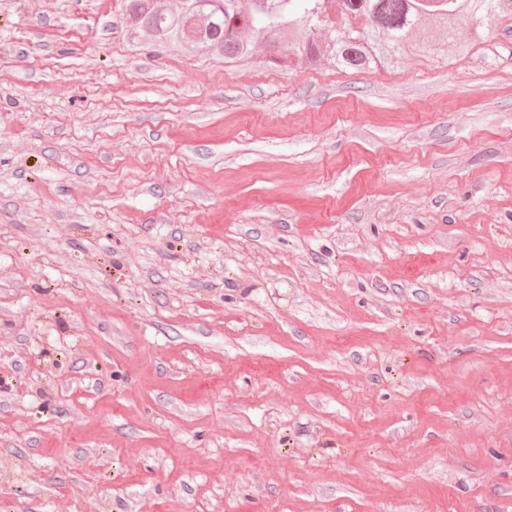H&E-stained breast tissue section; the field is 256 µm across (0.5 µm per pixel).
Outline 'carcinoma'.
<instances>
[{"mask_svg": "<svg viewBox=\"0 0 512 512\" xmlns=\"http://www.w3.org/2000/svg\"><path fill=\"white\" fill-rule=\"evenodd\" d=\"M333 0H184L171 12L159 0H126V27L157 46L224 58L230 66L257 59L281 69L327 59L341 71L389 70L407 57L431 53L436 35L448 53L464 56L505 19L512 0H339L341 20L326 12ZM474 20L470 37L456 35L460 18Z\"/></svg>", "mask_w": 512, "mask_h": 512, "instance_id": "obj_1", "label": "carcinoma"}]
</instances>
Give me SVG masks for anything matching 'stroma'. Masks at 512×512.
<instances>
[{"label": "stroma", "mask_w": 512, "mask_h": 512, "mask_svg": "<svg viewBox=\"0 0 512 512\" xmlns=\"http://www.w3.org/2000/svg\"><path fill=\"white\" fill-rule=\"evenodd\" d=\"M0 0V512H512V21L225 69Z\"/></svg>", "instance_id": "35a3bbf8"}]
</instances>
